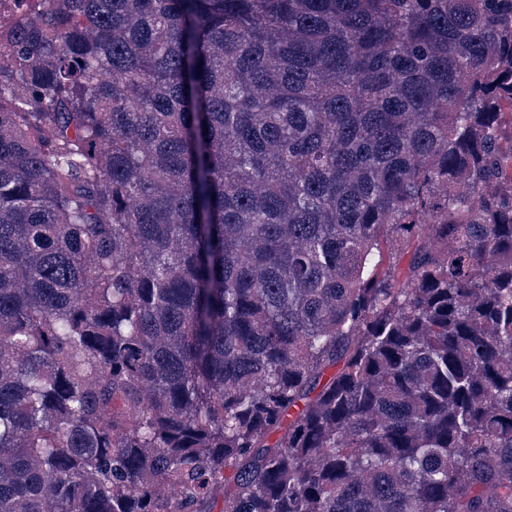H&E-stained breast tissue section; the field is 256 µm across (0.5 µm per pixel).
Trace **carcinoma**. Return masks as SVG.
Here are the masks:
<instances>
[{
    "mask_svg": "<svg viewBox=\"0 0 512 512\" xmlns=\"http://www.w3.org/2000/svg\"><path fill=\"white\" fill-rule=\"evenodd\" d=\"M10 11L0 512H512V0Z\"/></svg>",
    "mask_w": 512,
    "mask_h": 512,
    "instance_id": "cac0c4a2",
    "label": "carcinoma"
}]
</instances>
